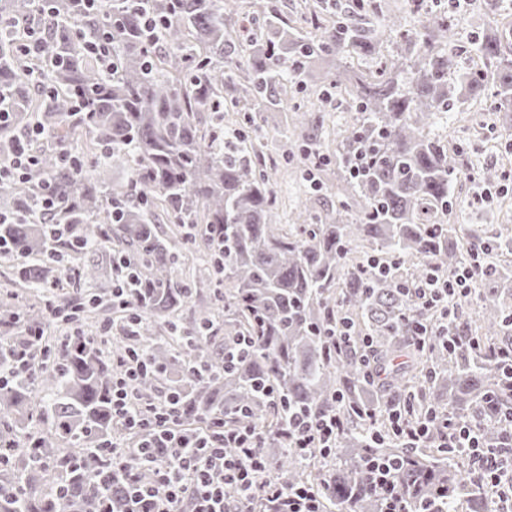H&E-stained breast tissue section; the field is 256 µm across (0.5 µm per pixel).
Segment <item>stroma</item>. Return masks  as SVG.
<instances>
[{"label": "stroma", "instance_id": "stroma-1", "mask_svg": "<svg viewBox=\"0 0 512 512\" xmlns=\"http://www.w3.org/2000/svg\"><path fill=\"white\" fill-rule=\"evenodd\" d=\"M322 0V5L336 19L356 16L363 26L375 28L379 16H396L406 26L418 24L425 13L438 9L447 11L456 21V38L463 54L460 69H467L470 54L486 32L490 21L498 18L512 25V0H500L496 13H487L486 0H425L422 11H415L412 0ZM349 97L339 98L325 127L317 136L322 146L323 161H308L306 141L285 130V115H269L266 135L267 159L277 162L274 189L280 206L274 214L279 224L290 223L300 207L318 210L334 202L336 192V140L346 128L345 122L354 113ZM432 134L449 138L477 166H496L512 175V119L501 112H485L480 102L460 101L448 115L438 116L430 128ZM454 194L461 203L453 216L457 224H477L489 231L512 229V182L485 186L472 179L461 178L454 184Z\"/></svg>", "mask_w": 512, "mask_h": 512}]
</instances>
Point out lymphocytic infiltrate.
<instances>
[{
  "label": "lymphocytic infiltrate",
  "instance_id": "obj_1",
  "mask_svg": "<svg viewBox=\"0 0 512 512\" xmlns=\"http://www.w3.org/2000/svg\"><path fill=\"white\" fill-rule=\"evenodd\" d=\"M487 259L486 252H476L471 262L450 274L430 267L423 282L413 288L417 304L443 305L445 323H453L455 306L474 294V279ZM138 356H131L120 375L112 382V413L123 426L143 433H156L167 448L163 462L154 469V484L135 480L136 465L153 458L151 442L120 452L104 448L110 456L109 471L88 472L90 482L101 485L126 484L129 488L125 506L128 512H321L319 497L309 487L283 486L267 475L269 465L260 453L262 431L253 425L228 430L223 423L213 422L209 433L193 445L178 440L176 428L180 415L175 404L158 409L148 405L135 407L129 390L131 381L145 372ZM441 420L439 441L444 448H467L476 467L473 475L496 493L504 512H512V460L483 450L475 428L433 412L431 419L411 421L405 412H391L386 431L374 432V441L385 436L402 440L407 447L419 448L430 440L434 420ZM343 431L341 420L324 414L289 420L286 434L290 447L299 451L317 448L331 452ZM165 488L162 501H155L154 485Z\"/></svg>",
  "mask_w": 512,
  "mask_h": 512
}]
</instances>
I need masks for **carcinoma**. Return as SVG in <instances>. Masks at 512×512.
Here are the masks:
<instances>
[{
    "instance_id": "1",
    "label": "carcinoma",
    "mask_w": 512,
    "mask_h": 512,
    "mask_svg": "<svg viewBox=\"0 0 512 512\" xmlns=\"http://www.w3.org/2000/svg\"><path fill=\"white\" fill-rule=\"evenodd\" d=\"M157 22L143 28L142 13ZM230 0H0V167L9 166L19 131L35 120L44 139L24 176L0 177V223L9 286L0 289V368L15 367L25 348L50 365L36 376L0 381V512H96L104 501L123 509L124 488L106 490L84 471L104 467L92 452L141 439L112 419L118 358L135 352L147 372L133 383L136 403L178 400L181 433L207 422L230 429L253 423L265 433L262 455L283 486L309 485L324 509L386 512L367 482L372 460H393L396 490L415 512H492L487 492L457 458L464 448H406L387 439L371 446L369 415L413 406V416L445 410L477 419L485 445L505 434L502 413L512 391L502 385L499 354L512 350V263L499 259L503 233L450 223L458 206L453 182L465 174L487 184L505 178L476 168L445 139L430 136L435 117L460 99L491 97L512 112V48L490 27L472 66L460 71L448 13L420 28L384 17L396 39L386 56L379 40L352 21L330 22L312 10L305 33L270 6L247 57L235 53ZM33 26L41 56L18 50ZM109 41L111 70L90 46ZM376 68H354V57ZM323 83L356 103V116L336 145L344 186L338 205L318 215L300 211L293 224L272 221L279 202L261 144L231 138L224 113L243 112L259 129L283 108L288 78ZM317 132L323 110L302 111ZM210 113L207 125L199 115ZM92 139L97 164L63 160L57 144ZM126 177L116 180L114 168ZM52 183L62 205L37 209ZM362 199L353 209L351 197ZM161 206L190 243L167 237L152 219ZM53 224H75L76 237L56 238ZM487 243L491 264L477 276L471 304L444 345L435 311L406 288L434 265L450 274ZM131 274L129 306L140 316L134 336L99 338L83 327L112 300V255ZM420 260L410 274L401 263ZM352 324L349 343L329 349L328 332ZM42 338L28 341L26 330ZM241 336L247 353L225 350ZM330 413L343 422L335 451L303 456L284 431L294 413Z\"/></svg>"
}]
</instances>
